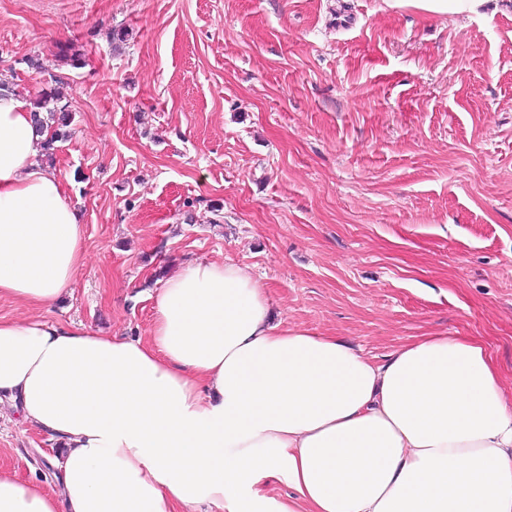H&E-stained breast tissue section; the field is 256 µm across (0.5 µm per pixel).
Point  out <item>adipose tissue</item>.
<instances>
[{
	"label": "adipose tissue",
	"mask_w": 512,
	"mask_h": 512,
	"mask_svg": "<svg viewBox=\"0 0 512 512\" xmlns=\"http://www.w3.org/2000/svg\"><path fill=\"white\" fill-rule=\"evenodd\" d=\"M43 139L0 95V297L40 309L85 258ZM153 300L144 339L0 318V405L65 446L51 483L0 467V512H512V402L476 338L377 363L274 323L231 262H186Z\"/></svg>",
	"instance_id": "ef3b65f1"
}]
</instances>
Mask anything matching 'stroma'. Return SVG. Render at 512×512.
Masks as SVG:
<instances>
[{
    "mask_svg": "<svg viewBox=\"0 0 512 512\" xmlns=\"http://www.w3.org/2000/svg\"><path fill=\"white\" fill-rule=\"evenodd\" d=\"M0 81L73 116L86 261L42 319L142 338L157 270L230 261L376 362L475 337L512 399V0H0ZM58 451L0 413V466ZM413 5L424 14H464L475 12L483 0H395Z\"/></svg>",
    "mask_w": 512,
    "mask_h": 512,
    "instance_id": "1",
    "label": "stroma"
}]
</instances>
